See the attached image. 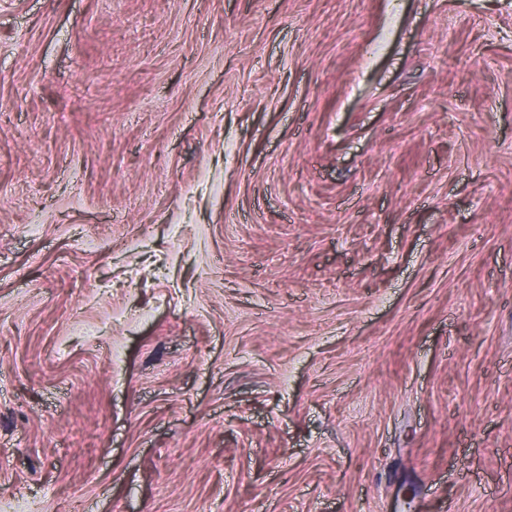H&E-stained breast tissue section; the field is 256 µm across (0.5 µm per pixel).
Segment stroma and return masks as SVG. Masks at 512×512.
I'll return each instance as SVG.
<instances>
[{"mask_svg": "<svg viewBox=\"0 0 512 512\" xmlns=\"http://www.w3.org/2000/svg\"><path fill=\"white\" fill-rule=\"evenodd\" d=\"M0 512H512V0H0Z\"/></svg>", "mask_w": 512, "mask_h": 512, "instance_id": "35a3bbf8", "label": "stroma"}]
</instances>
